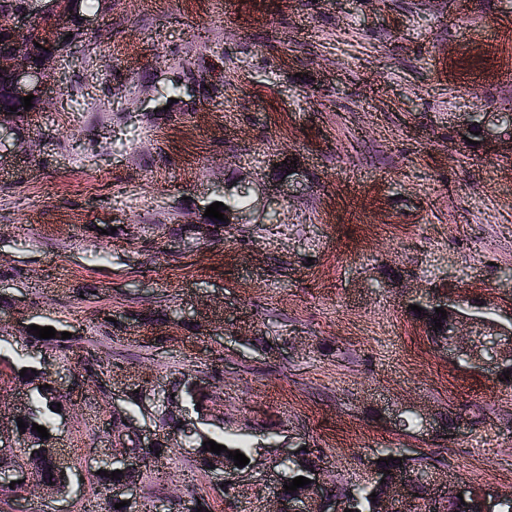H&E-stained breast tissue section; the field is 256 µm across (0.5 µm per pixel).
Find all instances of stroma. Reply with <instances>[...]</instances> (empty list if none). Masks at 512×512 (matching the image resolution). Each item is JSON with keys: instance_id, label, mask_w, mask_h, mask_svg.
I'll return each mask as SVG.
<instances>
[{"instance_id": "stroma-1", "label": "stroma", "mask_w": 512, "mask_h": 512, "mask_svg": "<svg viewBox=\"0 0 512 512\" xmlns=\"http://www.w3.org/2000/svg\"><path fill=\"white\" fill-rule=\"evenodd\" d=\"M512 0H112L57 58V103L0 167V414L22 369L95 362L56 418L66 496L0 512H80L112 448V409L155 430L145 384L200 378V421L268 469L309 446L336 490L404 456L475 488L512 489V384L431 342L412 304L438 293L512 317V153L462 141L512 122ZM179 85L175 103L162 91ZM303 176L278 191L276 163ZM277 192L283 221L197 229L224 184ZM71 335L33 342L31 325ZM411 404L453 436L396 425ZM141 496L206 494L260 512L255 481L220 498L181 448Z\"/></svg>"}]
</instances>
